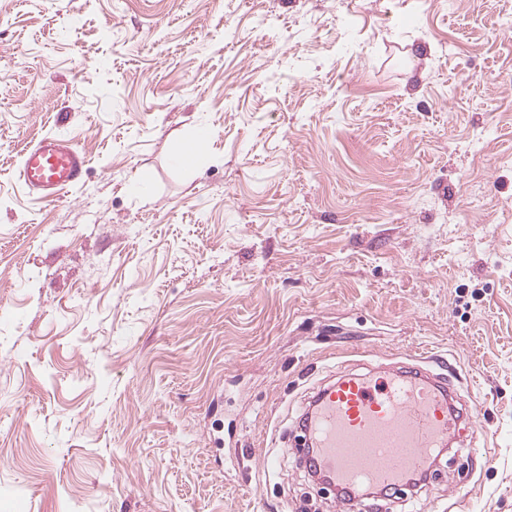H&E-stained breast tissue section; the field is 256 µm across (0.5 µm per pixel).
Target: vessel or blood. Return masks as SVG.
<instances>
[{"label": "vessel or blood", "mask_w": 512, "mask_h": 512, "mask_svg": "<svg viewBox=\"0 0 512 512\" xmlns=\"http://www.w3.org/2000/svg\"><path fill=\"white\" fill-rule=\"evenodd\" d=\"M87 170L73 139L45 136L25 151L19 179L31 195L54 199ZM455 401L445 376L417 362L343 374L321 389L306 418L307 442L345 512H370L362 487L386 495L427 477L435 453L467 418Z\"/></svg>", "instance_id": "1"}]
</instances>
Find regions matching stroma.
Wrapping results in <instances>:
<instances>
[{
    "label": "stroma",
    "instance_id": "stroma-1",
    "mask_svg": "<svg viewBox=\"0 0 512 512\" xmlns=\"http://www.w3.org/2000/svg\"><path fill=\"white\" fill-rule=\"evenodd\" d=\"M408 355L487 436L395 512H512V0H0V512H340L302 410ZM87 170V156L73 139L44 136L24 152L19 179L31 195L54 199L80 184Z\"/></svg>",
    "mask_w": 512,
    "mask_h": 512
}]
</instances>
